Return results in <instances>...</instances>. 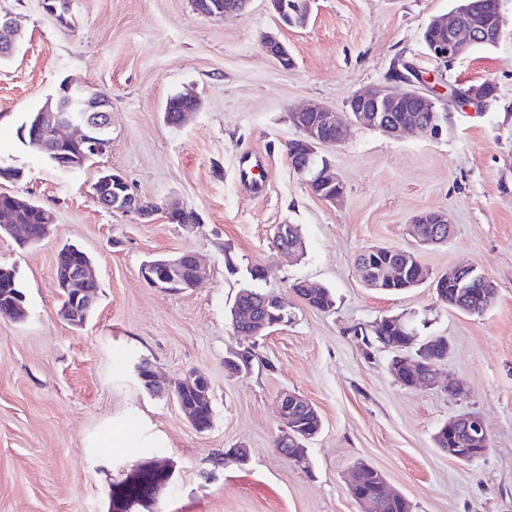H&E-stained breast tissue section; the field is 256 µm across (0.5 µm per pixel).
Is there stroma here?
Returning a JSON list of instances; mask_svg holds the SVG:
<instances>
[{
    "instance_id": "stroma-1",
    "label": "stroma",
    "mask_w": 512,
    "mask_h": 512,
    "mask_svg": "<svg viewBox=\"0 0 512 512\" xmlns=\"http://www.w3.org/2000/svg\"><path fill=\"white\" fill-rule=\"evenodd\" d=\"M455 5L313 0L305 26L285 27L265 0L225 18L198 14L192 0H73L63 23L43 0H0L24 31L19 51L0 64V161L23 176L1 181L0 192L55 217L38 244L0 236V264L15 267L27 313L20 322L0 317V512H108L113 484L155 456L174 474L154 512H360L344 482L360 461L413 512H512V0H500L496 46L445 66L427 55L422 34ZM266 33L287 45L292 67L265 54ZM402 60L438 93L488 82L494 94L479 110L449 103L436 139L350 126L342 142L319 150L346 187L341 201H322L289 163L287 145L299 136L291 112L344 110ZM66 78L112 98L111 151L72 171L17 137ZM187 90L200 110L186 125H168L167 99ZM252 155L263 163L255 184L240 176ZM106 170L145 200L195 211L199 223L159 214L145 224L102 208L92 186ZM430 210L447 212L452 233L422 246L408 225ZM279 224L299 225L302 256L274 246ZM67 242L92 257L99 282L80 328L59 314L55 269ZM372 246L414 251L435 277L475 266L496 299L478 315L439 302L427 283L373 291L357 272L358 255ZM188 248L208 267L203 287L164 292L145 281V261ZM253 265L267 277L252 281ZM301 281L329 288L333 309L307 306L293 291ZM252 286L281 296L291 316L256 340L233 336L229 319L239 291ZM386 316L411 321L419 337L447 338L437 384L397 382L393 350L372 340ZM246 347L256 353L251 367L225 372V357ZM142 358L163 383L193 370L209 377L208 431H196L167 393L139 384L133 365ZM459 382L465 395L454 391ZM285 391L322 419L306 469L275 446ZM466 412L490 431L488 453L469 464L434 442L443 423ZM230 448L248 449L249 462L215 465Z\"/></svg>"
}]
</instances>
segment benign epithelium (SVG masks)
Instances as JSON below:
<instances>
[{
    "label": "benign epithelium",
    "mask_w": 512,
    "mask_h": 512,
    "mask_svg": "<svg viewBox=\"0 0 512 512\" xmlns=\"http://www.w3.org/2000/svg\"><path fill=\"white\" fill-rule=\"evenodd\" d=\"M268 8L280 18L281 22H289L292 26H302L307 22L310 11V0H266ZM504 19L500 10V0H487L485 6L474 9L467 0H457L456 7L448 14L436 16L428 23L440 36L439 42L431 48L435 61L448 65L466 54L472 47L488 38L491 30L502 34ZM22 40V32L10 13H0V59L11 57ZM263 51L277 61L282 67L291 66L288 47L277 35L267 34L261 41ZM424 83L421 75L408 66L397 69L389 78V83L368 88L350 97L346 108L338 112L326 106L306 108L295 113L294 123L300 132L296 141L291 165L302 175L308 177V186L320 184L318 195L327 202H334L345 194V186L328 162L319 168L314 167L317 149L338 143L346 127L357 124L362 127H373L389 137L400 138L412 130H420L432 138L442 135L443 123L430 116L419 118L418 112H446L447 107H437L428 95L418 89ZM64 91L74 97L82 98L83 107L80 113H65V99L52 97L40 109L39 122L51 132L54 149L81 148L90 142V134L109 124V112L112 109L111 97L100 92L95 99L85 96L87 86L75 85L70 81L64 83ZM185 106L178 114L164 113L166 122L183 125L192 114L201 107L200 100L184 94ZM451 98L463 106L481 108L487 101L481 85H470L466 88L452 90ZM395 112H405L407 116L398 121ZM117 186L121 191H104L106 187ZM93 196L96 202L105 209L121 213L137 215L143 222L153 221L155 212L146 210L145 201L130 191L124 177L114 171L102 172V179L94 187ZM30 206L26 200L16 196L6 206H0V232L7 231L15 236H24L22 225L14 223L15 213ZM430 223L436 225V233L428 239H418L421 245H436L445 242L451 235L448 215L433 211L429 215ZM362 281L369 288L382 289L383 282L394 283L399 271L411 270L419 282L427 279V272L417 258L396 248L377 247L363 253L357 262ZM475 267L461 266L433 281L438 296H443L442 289L454 284L462 286L473 273ZM142 275L153 287L162 290L184 291L201 287L208 279V272L192 250H182L162 260L148 261L143 265ZM58 288L68 293L71 301L63 309L64 318L73 325H80L86 315L97 303V280L92 273V265L87 263L56 268ZM267 313H277L279 324H286L285 315L288 309L282 298L276 294L263 298ZM273 326V323L258 319L253 305L242 303L236 306L234 332L239 336L256 337L262 331ZM134 372L142 386L154 391L160 389L156 373L150 369L143 370L142 362L134 364ZM395 377L400 382L414 386L421 381L435 382L436 369L433 360L421 350L419 355L404 358L398 365ZM193 391L196 396L206 402L213 399V389L209 378L202 372H195L178 384L172 382L168 386L170 395L180 398L185 391ZM279 416L282 422L279 443L283 454L303 466L308 463L306 443L311 434L300 430V417L307 415L312 406L310 402L295 394L285 393L278 400ZM443 431L450 436L462 435L464 447L448 449V457L472 462L483 457L488 448L489 432L484 420L474 413H464L449 419Z\"/></svg>",
    "instance_id": "1"
}]
</instances>
